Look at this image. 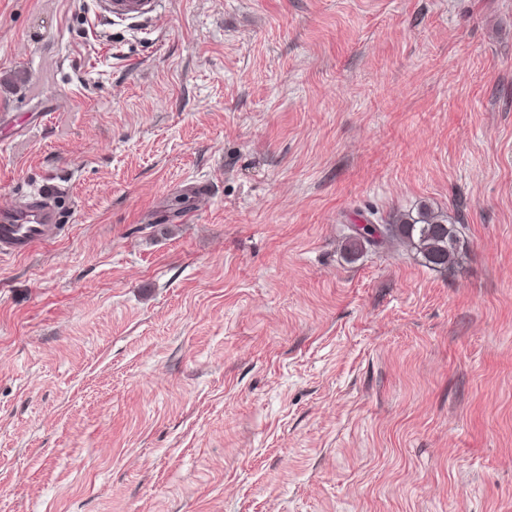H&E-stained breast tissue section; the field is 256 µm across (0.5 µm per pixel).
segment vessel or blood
Returning <instances> with one entry per match:
<instances>
[{
    "label": "vessel or blood",
    "mask_w": 512,
    "mask_h": 512,
    "mask_svg": "<svg viewBox=\"0 0 512 512\" xmlns=\"http://www.w3.org/2000/svg\"><path fill=\"white\" fill-rule=\"evenodd\" d=\"M110 14L118 17L143 18L154 10L155 0H106ZM59 230L56 209L45 191H38L19 202L0 218V257L22 256L35 245L51 241Z\"/></svg>",
    "instance_id": "obj_1"
}]
</instances>
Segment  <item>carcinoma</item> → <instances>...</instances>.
Returning <instances> with one entry per match:
<instances>
[{"label":"carcinoma","instance_id":"1","mask_svg":"<svg viewBox=\"0 0 512 512\" xmlns=\"http://www.w3.org/2000/svg\"><path fill=\"white\" fill-rule=\"evenodd\" d=\"M350 250L357 252L368 245L378 248L396 239L406 241L425 265L445 268L457 253L458 235L455 225L434 210L423 207L417 216L404 215L396 224H390L372 212L362 224L344 226Z\"/></svg>","mask_w":512,"mask_h":512}]
</instances>
